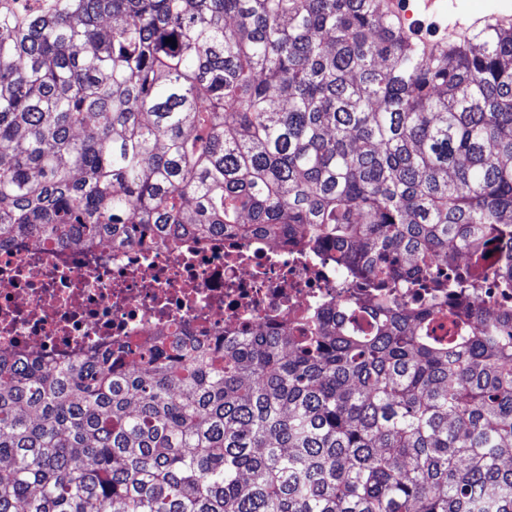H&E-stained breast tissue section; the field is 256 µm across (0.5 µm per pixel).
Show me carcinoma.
Masks as SVG:
<instances>
[{
	"instance_id": "cac0c4a2",
	"label": "carcinoma",
	"mask_w": 512,
	"mask_h": 512,
	"mask_svg": "<svg viewBox=\"0 0 512 512\" xmlns=\"http://www.w3.org/2000/svg\"><path fill=\"white\" fill-rule=\"evenodd\" d=\"M173 42L168 43L166 39ZM274 237L344 281H512V26L385 0H0V247ZM469 256L465 267L458 258ZM512 316L0 351V512H512Z\"/></svg>"
}]
</instances>
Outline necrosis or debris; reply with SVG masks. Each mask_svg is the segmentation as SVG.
I'll return each instance as SVG.
<instances>
[{
    "instance_id": "1",
    "label": "necrosis or debris",
    "mask_w": 512,
    "mask_h": 512,
    "mask_svg": "<svg viewBox=\"0 0 512 512\" xmlns=\"http://www.w3.org/2000/svg\"><path fill=\"white\" fill-rule=\"evenodd\" d=\"M335 252L311 256L276 239L185 236L88 248L30 241L0 250V348L64 360L108 342L235 337L294 326L343 293Z\"/></svg>"
}]
</instances>
